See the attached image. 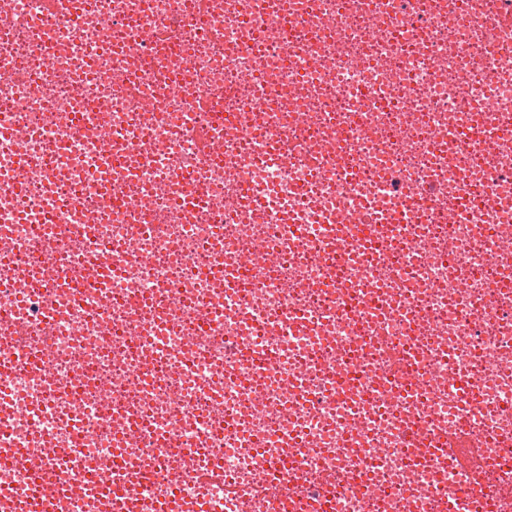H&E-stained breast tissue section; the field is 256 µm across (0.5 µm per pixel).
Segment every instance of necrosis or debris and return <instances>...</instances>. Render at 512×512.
I'll return each mask as SVG.
<instances>
[{
  "instance_id": "4bbe7bcc",
  "label": "necrosis or debris",
  "mask_w": 512,
  "mask_h": 512,
  "mask_svg": "<svg viewBox=\"0 0 512 512\" xmlns=\"http://www.w3.org/2000/svg\"><path fill=\"white\" fill-rule=\"evenodd\" d=\"M0 363L56 512H512V0H0Z\"/></svg>"
}]
</instances>
